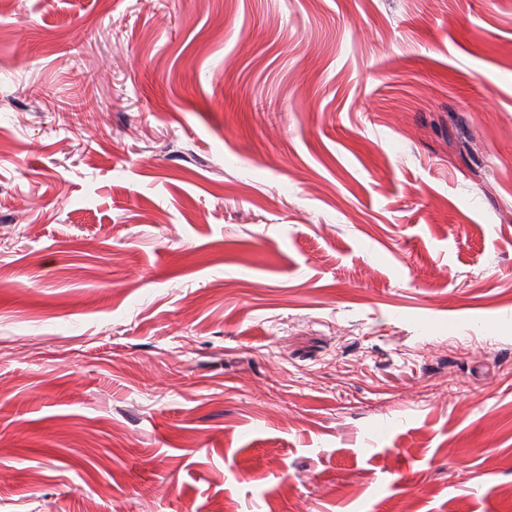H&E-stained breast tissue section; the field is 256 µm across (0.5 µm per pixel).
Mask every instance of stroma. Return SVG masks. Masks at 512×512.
Returning <instances> with one entry per match:
<instances>
[{
  "instance_id": "1",
  "label": "stroma",
  "mask_w": 512,
  "mask_h": 512,
  "mask_svg": "<svg viewBox=\"0 0 512 512\" xmlns=\"http://www.w3.org/2000/svg\"><path fill=\"white\" fill-rule=\"evenodd\" d=\"M512 512V0H0V512Z\"/></svg>"
}]
</instances>
